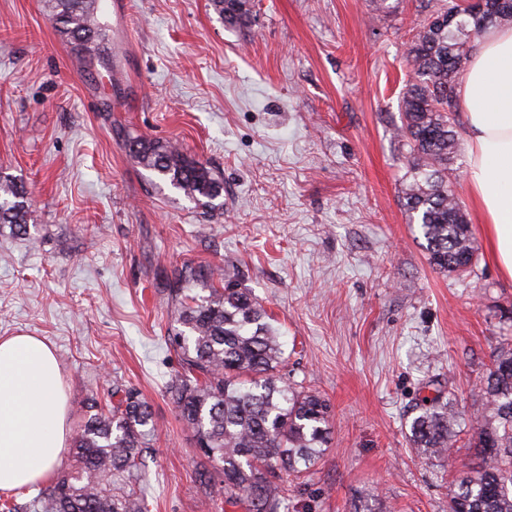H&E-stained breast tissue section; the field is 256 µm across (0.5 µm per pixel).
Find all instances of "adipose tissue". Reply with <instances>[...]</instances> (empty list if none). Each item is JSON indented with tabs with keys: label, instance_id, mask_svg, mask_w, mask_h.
Masks as SVG:
<instances>
[{
	"label": "adipose tissue",
	"instance_id": "1",
	"mask_svg": "<svg viewBox=\"0 0 512 512\" xmlns=\"http://www.w3.org/2000/svg\"><path fill=\"white\" fill-rule=\"evenodd\" d=\"M458 90L471 198L500 272L512 279V27L483 33ZM70 436L50 345L28 334L0 337V492L45 482Z\"/></svg>",
	"mask_w": 512,
	"mask_h": 512
}]
</instances>
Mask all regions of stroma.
Returning a JSON list of instances; mask_svg holds the SVG:
<instances>
[{"instance_id":"obj_1","label":"stroma","mask_w":512,"mask_h":512,"mask_svg":"<svg viewBox=\"0 0 512 512\" xmlns=\"http://www.w3.org/2000/svg\"><path fill=\"white\" fill-rule=\"evenodd\" d=\"M420 0H101L115 71L86 67L47 0H0V174L29 191L26 239L0 229V336L48 342L78 427L113 381L149 401V512H233L195 480L193 434L159 288L184 264L234 273L273 318L291 378L329 399L331 445L281 512H448L454 472L406 436L441 393L468 440L494 353L512 349V280L468 193L466 121L450 179L472 224L467 275L433 269L403 206L394 136ZM174 142L224 180L206 212L139 166L128 137ZM215 9L224 17V23L230 26L245 25L250 20L247 0H213Z\"/></svg>"}]
</instances>
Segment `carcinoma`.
Masks as SVG:
<instances>
[{
    "label": "carcinoma",
    "mask_w": 512,
    "mask_h": 512,
    "mask_svg": "<svg viewBox=\"0 0 512 512\" xmlns=\"http://www.w3.org/2000/svg\"><path fill=\"white\" fill-rule=\"evenodd\" d=\"M50 20L88 66L104 61L95 47L106 37L98 0H49ZM230 26L250 20L248 0H213ZM512 6L487 0V9L446 0L430 10L410 48V78L399 99L396 129L408 147L412 180L404 206L426 241L429 263L441 273L470 270L475 249L467 216L448 181L456 147L457 78L472 43L490 26H511ZM129 154L159 180L202 208L213 209L224 180L207 163L171 143L140 137ZM29 235L28 191L0 175V228ZM166 300L175 327L167 341L181 371L168 394L192 431L208 466L197 480L210 496L243 512H279L284 489L272 480L284 471L299 480L326 451L332 407L328 399L290 380L280 335L267 310L235 276L186 265L168 281ZM480 391L487 415L467 447L476 463L450 488L448 512H512V349L497 354ZM109 400L87 398L72 444L75 465L23 503L4 512H149L141 470L158 430L151 405L137 390L112 382ZM407 436L425 457L453 465L457 416L435 396L419 404Z\"/></svg>",
    "instance_id": "carcinoma-1"
}]
</instances>
